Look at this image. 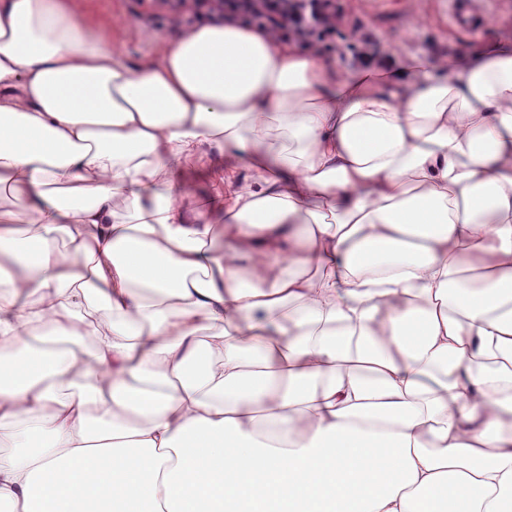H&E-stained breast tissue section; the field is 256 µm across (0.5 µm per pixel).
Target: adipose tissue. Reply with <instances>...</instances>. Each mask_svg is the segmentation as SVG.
Masks as SVG:
<instances>
[{
    "label": "adipose tissue",
    "mask_w": 512,
    "mask_h": 512,
    "mask_svg": "<svg viewBox=\"0 0 512 512\" xmlns=\"http://www.w3.org/2000/svg\"><path fill=\"white\" fill-rule=\"evenodd\" d=\"M81 2L0 0V512H512V39L133 64ZM208 170L209 164L206 161L191 166L189 175L182 184V190L191 197L205 199L211 190Z\"/></svg>",
    "instance_id": "obj_1"
}]
</instances>
